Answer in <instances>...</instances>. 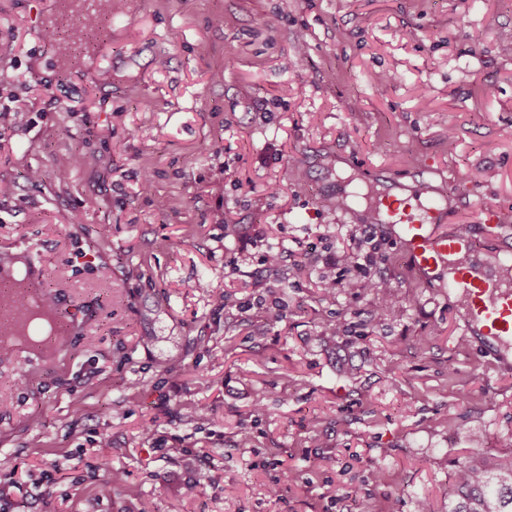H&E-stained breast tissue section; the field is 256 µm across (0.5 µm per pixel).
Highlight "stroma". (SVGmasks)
Here are the masks:
<instances>
[{
    "instance_id": "35a3bbf8",
    "label": "stroma",
    "mask_w": 512,
    "mask_h": 512,
    "mask_svg": "<svg viewBox=\"0 0 512 512\" xmlns=\"http://www.w3.org/2000/svg\"><path fill=\"white\" fill-rule=\"evenodd\" d=\"M47 7L0 0V106L28 126L0 125V261L30 256L82 323L54 358L0 356V512H447L453 460L512 432V352L464 334L382 227L361 241L363 205L429 183L492 265L512 0H112L89 69L60 60ZM382 276L413 301L374 322Z\"/></svg>"
}]
</instances>
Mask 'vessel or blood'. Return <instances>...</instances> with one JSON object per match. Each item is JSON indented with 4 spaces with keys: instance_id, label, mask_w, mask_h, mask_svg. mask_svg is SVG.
I'll return each instance as SVG.
<instances>
[{
    "instance_id": "b4317fda",
    "label": "vessel or blood",
    "mask_w": 512,
    "mask_h": 512,
    "mask_svg": "<svg viewBox=\"0 0 512 512\" xmlns=\"http://www.w3.org/2000/svg\"><path fill=\"white\" fill-rule=\"evenodd\" d=\"M48 28L84 29V39L76 46V55H98L102 31L112 25V13L105 0H54L44 22ZM370 210L378 223L387 226L403 243L411 264L427 283L448 288L463 302L464 333L481 337L488 347L505 350L512 347V241L501 245L499 266L486 274L472 265L470 239L465 234H445L438 227L448 214L447 198L427 187H419L411 201L389 194L372 199ZM22 291L0 289V310L10 309L11 319L0 324V335L12 334L28 324L26 311L13 306ZM57 330L38 337L36 352L49 355L55 351L59 338L70 329L65 315H57Z\"/></svg>"
}]
</instances>
